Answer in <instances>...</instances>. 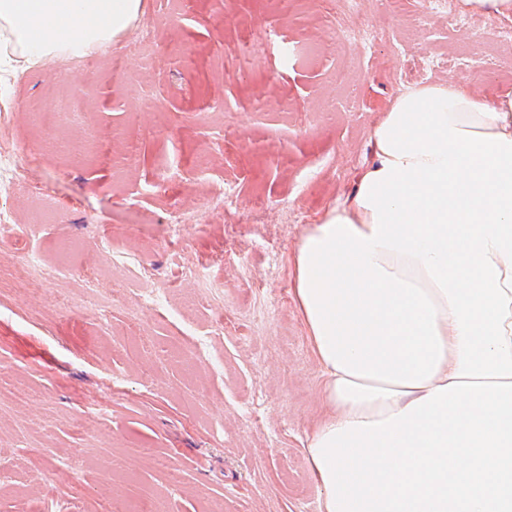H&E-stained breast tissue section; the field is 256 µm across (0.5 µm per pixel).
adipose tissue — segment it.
<instances>
[{
	"mask_svg": "<svg viewBox=\"0 0 512 512\" xmlns=\"http://www.w3.org/2000/svg\"><path fill=\"white\" fill-rule=\"evenodd\" d=\"M143 0H0V71L80 56ZM294 256L325 411L319 512H512V91L394 98Z\"/></svg>",
	"mask_w": 512,
	"mask_h": 512,
	"instance_id": "obj_1",
	"label": "adipose tissue"
}]
</instances>
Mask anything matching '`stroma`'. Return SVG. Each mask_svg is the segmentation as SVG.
<instances>
[{
	"instance_id": "obj_1",
	"label": "stroma",
	"mask_w": 512,
	"mask_h": 512,
	"mask_svg": "<svg viewBox=\"0 0 512 512\" xmlns=\"http://www.w3.org/2000/svg\"><path fill=\"white\" fill-rule=\"evenodd\" d=\"M334 0H144L90 57L0 77L17 167L0 209V512H319L322 412L294 300L307 229L356 188L390 100L512 91L498 16L407 0L394 39L340 42ZM166 58L137 59L145 33ZM360 89L356 111L325 106ZM88 112L37 127L30 103ZM180 214L184 223H172ZM196 266L201 277H188ZM162 290L164 307L143 302Z\"/></svg>"
}]
</instances>
